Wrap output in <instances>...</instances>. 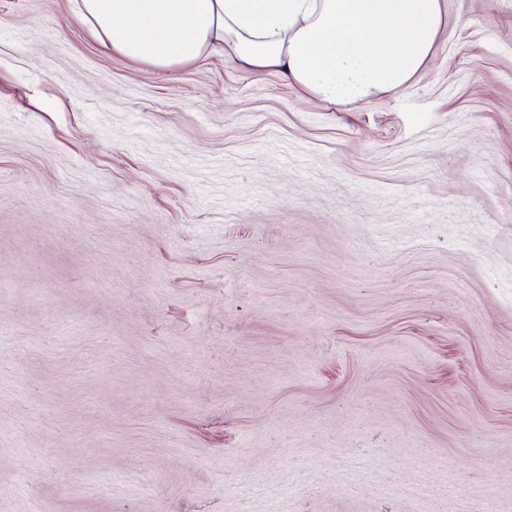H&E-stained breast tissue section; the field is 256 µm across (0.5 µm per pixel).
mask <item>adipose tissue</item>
Returning <instances> with one entry per match:
<instances>
[{"mask_svg":"<svg viewBox=\"0 0 512 512\" xmlns=\"http://www.w3.org/2000/svg\"><path fill=\"white\" fill-rule=\"evenodd\" d=\"M77 11L128 59L173 68L216 52L331 104L398 91L444 29V0H79Z\"/></svg>","mask_w":512,"mask_h":512,"instance_id":"obj_1","label":"adipose tissue"}]
</instances>
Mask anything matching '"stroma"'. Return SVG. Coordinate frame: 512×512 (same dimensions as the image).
Returning a JSON list of instances; mask_svg holds the SVG:
<instances>
[{"mask_svg": "<svg viewBox=\"0 0 512 512\" xmlns=\"http://www.w3.org/2000/svg\"><path fill=\"white\" fill-rule=\"evenodd\" d=\"M327 104L0 0V512H512V0Z\"/></svg>", "mask_w": 512, "mask_h": 512, "instance_id": "obj_1", "label": "stroma"}]
</instances>
